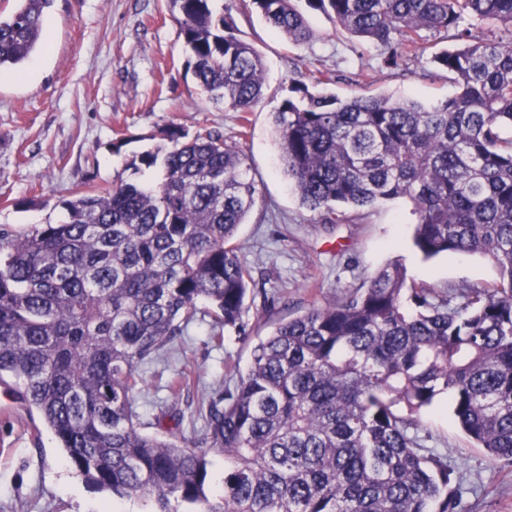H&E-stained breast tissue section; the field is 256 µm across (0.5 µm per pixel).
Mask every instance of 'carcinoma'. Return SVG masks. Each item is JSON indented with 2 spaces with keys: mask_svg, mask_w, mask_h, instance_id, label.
I'll list each match as a JSON object with an SVG mask.
<instances>
[{
  "mask_svg": "<svg viewBox=\"0 0 512 512\" xmlns=\"http://www.w3.org/2000/svg\"><path fill=\"white\" fill-rule=\"evenodd\" d=\"M267 25L310 38L293 0H249ZM395 65L425 34L463 42L434 56L458 93L425 108L379 95L296 89L271 112L284 175L324 224L409 198L427 256L485 254L491 288L440 295L409 287L399 263L344 300L281 321L250 368L200 409L201 435L177 444L144 432V366L199 316L214 338L243 321L251 275L233 240L259 189L235 142L169 131L135 172L77 191L58 224L0 233V383L11 379L86 482L147 498L151 512H456L448 456L426 447L418 416L448 393L477 447L512 459V0H308ZM52 0L0 13V70L45 44ZM198 86L249 112L263 66L210 0H169ZM492 24L500 35L473 34ZM224 495L209 496L210 456Z\"/></svg>",
  "mask_w": 512,
  "mask_h": 512,
  "instance_id": "carcinoma-1",
  "label": "carcinoma"
}]
</instances>
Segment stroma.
I'll return each instance as SVG.
<instances>
[{"label": "stroma", "mask_w": 512, "mask_h": 512, "mask_svg": "<svg viewBox=\"0 0 512 512\" xmlns=\"http://www.w3.org/2000/svg\"><path fill=\"white\" fill-rule=\"evenodd\" d=\"M313 33L304 44L276 34L248 0H212L216 14L234 20L238 36L263 62L264 93L248 116L213 104L199 91L168 0H53L48 44L20 72H0V231L64 219L74 192L130 178L132 159L168 147L166 133L206 128L235 141L259 185L254 209L234 239L249 268L248 339L235 331L223 342L209 323L189 326L145 369L139 399L143 422L169 406L161 437L194 438L202 401L236 382L252 363V349L275 325L314 306L341 301L384 266L401 263L411 284L444 293L499 280L487 255L442 254L431 259L413 245L416 217L409 199L378 202L364 218L323 224L302 204L279 162L272 110L292 90L333 74L341 97L369 93L425 105L453 97L457 87L433 61L456 42L436 35L416 56L395 66L381 46L346 32L332 14L295 0ZM187 385L179 401L169 388ZM13 407L0 413V512H146L147 503L114 501L77 476L36 412L10 388ZM420 421L430 447L447 453L462 492L460 512H512V461L491 458L455 423L447 395L424 409Z\"/></svg>", "instance_id": "stroma-1"}]
</instances>
